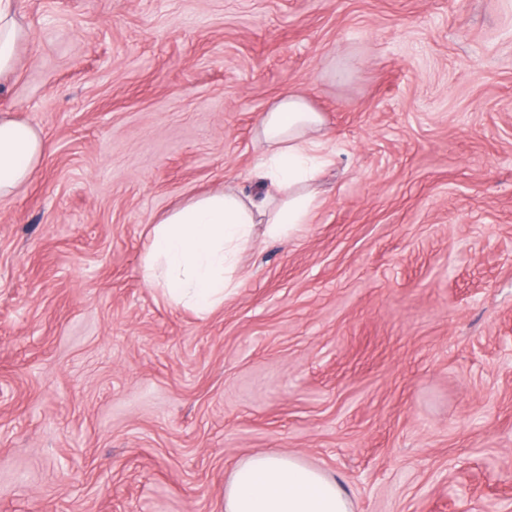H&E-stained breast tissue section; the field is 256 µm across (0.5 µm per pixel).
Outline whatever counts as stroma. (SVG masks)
<instances>
[{
    "mask_svg": "<svg viewBox=\"0 0 512 512\" xmlns=\"http://www.w3.org/2000/svg\"><path fill=\"white\" fill-rule=\"evenodd\" d=\"M0 116L47 150L0 200V512H224L289 453L352 512H512V0H19ZM306 96L333 164L207 315L149 231L255 187Z\"/></svg>",
    "mask_w": 512,
    "mask_h": 512,
    "instance_id": "35a3bbf8",
    "label": "stroma"
}]
</instances>
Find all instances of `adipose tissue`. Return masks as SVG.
I'll list each match as a JSON object with an SVG mask.
<instances>
[{"mask_svg":"<svg viewBox=\"0 0 512 512\" xmlns=\"http://www.w3.org/2000/svg\"><path fill=\"white\" fill-rule=\"evenodd\" d=\"M28 33L17 0H0V78L10 75ZM325 120L303 95L277 99L255 132L261 162L259 194L217 191L177 206L150 236L144 275L178 304L209 314L233 287L237 258L250 244L254 225L278 237L309 223L318 206L309 185L329 156ZM44 144L31 125L0 119V200L29 180ZM224 512H352L336 479L298 457L282 453L248 456L224 487Z\"/></svg>","mask_w":512,"mask_h":512,"instance_id":"ef3b65f1","label":"adipose tissue"}]
</instances>
